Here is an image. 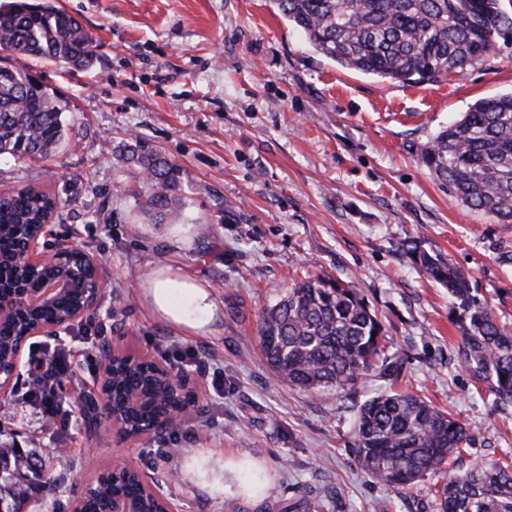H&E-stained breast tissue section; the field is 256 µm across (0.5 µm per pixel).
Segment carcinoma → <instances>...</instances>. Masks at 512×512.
<instances>
[{"instance_id":"cac0c4a2","label":"carcinoma","mask_w":512,"mask_h":512,"mask_svg":"<svg viewBox=\"0 0 512 512\" xmlns=\"http://www.w3.org/2000/svg\"><path fill=\"white\" fill-rule=\"evenodd\" d=\"M500 0H275L314 48L343 67L402 83L423 84L485 62L498 41L512 38V14ZM0 50L86 65L94 42L80 22L53 0H11L0 7ZM66 106L26 72L0 66V157L40 160L64 141ZM417 157L465 206L512 223V94L484 98L420 146ZM128 160L141 173V193L156 223L182 208L178 165L137 145ZM62 202L34 187L0 191V262L6 272L20 235L42 224ZM407 252L420 271L448 289L458 309L460 362L495 400L512 403V332L475 292L472 276L451 258L416 247ZM78 303L41 309L60 319ZM21 330L0 323V350L15 347ZM260 353L277 380L309 393L349 392L369 373L387 369L381 318L352 282L308 276L263 312ZM113 408L135 423L179 405L151 364L115 367ZM467 444L465 426L412 392H383L362 403L351 451L366 474L389 488H411L426 475L442 477L438 512H512V463L479 462L450 476L448 458ZM50 483L44 459L10 444L0 448V505L25 512L30 493ZM94 497L80 512H112L122 499L132 512H163L164 503L132 472L98 476Z\"/></svg>"}]
</instances>
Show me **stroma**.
<instances>
[{"instance_id":"1","label":"stroma","mask_w":512,"mask_h":512,"mask_svg":"<svg viewBox=\"0 0 512 512\" xmlns=\"http://www.w3.org/2000/svg\"><path fill=\"white\" fill-rule=\"evenodd\" d=\"M94 39L90 65L59 66L0 50V65L40 79L65 100L68 138L46 160L0 159V188L27 185L62 200L57 235L102 263L106 301L96 342L166 362L196 350L186 372L197 399L174 435L123 439L79 397L102 372L83 364L64 384L68 414L44 422L24 400L31 362L0 415V438L49 460L51 486L26 512H71L98 472L116 463L152 476L177 512H438L436 479L393 491L349 452L359 400L279 383L257 347V326L295 281L353 282L381 314L400 387L464 423L469 442L452 473L512 462V404H496L457 356L447 288L404 253L450 257L512 330V223L465 207L419 162L415 147L481 98L512 92V43L484 64L427 84L390 82L322 56L274 0H58ZM144 142L181 170L182 218L153 223L136 166ZM168 267L206 288L208 333L153 314L148 278ZM207 458L204 478L180 472ZM176 473L168 481V473Z\"/></svg>"}]
</instances>
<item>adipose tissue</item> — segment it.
Segmentation results:
<instances>
[{
    "label": "adipose tissue",
    "mask_w": 512,
    "mask_h": 512,
    "mask_svg": "<svg viewBox=\"0 0 512 512\" xmlns=\"http://www.w3.org/2000/svg\"><path fill=\"white\" fill-rule=\"evenodd\" d=\"M184 302L175 299L174 285L166 270L154 271L149 277L148 297L153 312L172 325L192 331L205 330L206 313L212 312L214 303L206 288L191 281H183Z\"/></svg>",
    "instance_id": "ef3b65f1"
}]
</instances>
